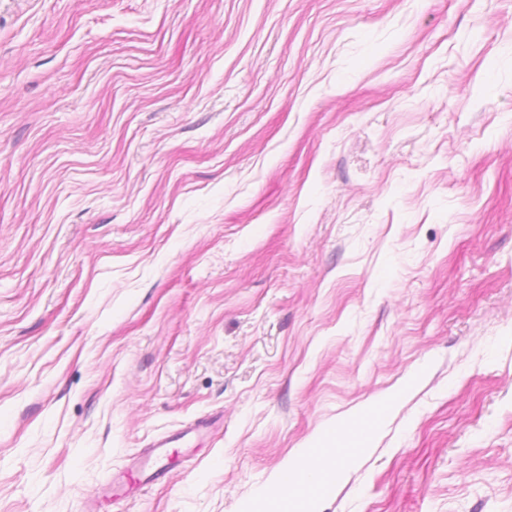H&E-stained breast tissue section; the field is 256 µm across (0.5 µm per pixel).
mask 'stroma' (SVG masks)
Masks as SVG:
<instances>
[{"label": "stroma", "mask_w": 512, "mask_h": 512, "mask_svg": "<svg viewBox=\"0 0 512 512\" xmlns=\"http://www.w3.org/2000/svg\"><path fill=\"white\" fill-rule=\"evenodd\" d=\"M390 394L320 512H512V0H0V512H243Z\"/></svg>", "instance_id": "35a3bbf8"}]
</instances>
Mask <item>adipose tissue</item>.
<instances>
[{
	"label": "adipose tissue",
	"instance_id": "ef3b65f1",
	"mask_svg": "<svg viewBox=\"0 0 512 512\" xmlns=\"http://www.w3.org/2000/svg\"><path fill=\"white\" fill-rule=\"evenodd\" d=\"M387 411L384 405L366 407L359 425L318 438L300 460L278 473L277 480L284 489L279 499L252 503L243 512H317L323 497L317 488L319 479L328 471L334 481H341L346 466L365 454Z\"/></svg>",
	"mask_w": 512,
	"mask_h": 512
}]
</instances>
